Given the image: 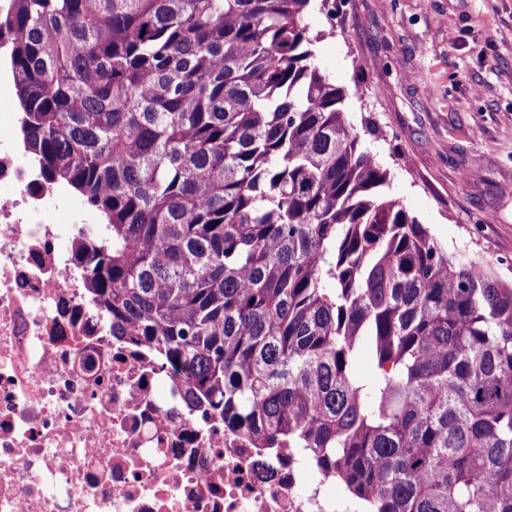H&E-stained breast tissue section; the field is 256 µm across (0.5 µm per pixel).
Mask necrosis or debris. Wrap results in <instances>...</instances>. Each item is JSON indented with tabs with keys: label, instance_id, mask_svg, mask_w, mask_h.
<instances>
[{
	"label": "necrosis or debris",
	"instance_id": "4bbe7bcc",
	"mask_svg": "<svg viewBox=\"0 0 512 512\" xmlns=\"http://www.w3.org/2000/svg\"><path fill=\"white\" fill-rule=\"evenodd\" d=\"M0 512H351L335 476L189 411L181 379L114 337L70 251L75 212L0 137Z\"/></svg>",
	"mask_w": 512,
	"mask_h": 512
}]
</instances>
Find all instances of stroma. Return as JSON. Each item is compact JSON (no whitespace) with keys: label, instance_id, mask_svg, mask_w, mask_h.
<instances>
[{"label":"stroma","instance_id":"stroma-1","mask_svg":"<svg viewBox=\"0 0 512 512\" xmlns=\"http://www.w3.org/2000/svg\"><path fill=\"white\" fill-rule=\"evenodd\" d=\"M306 22L386 195L512 281V0H315Z\"/></svg>","mask_w":512,"mask_h":512}]
</instances>
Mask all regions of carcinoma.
I'll return each instance as SVG.
<instances>
[{"label": "carcinoma", "instance_id": "1", "mask_svg": "<svg viewBox=\"0 0 512 512\" xmlns=\"http://www.w3.org/2000/svg\"><path fill=\"white\" fill-rule=\"evenodd\" d=\"M311 2L12 0L23 149L96 215L84 288L190 409L359 512H512V282L383 194Z\"/></svg>", "mask_w": 512, "mask_h": 512}]
</instances>
